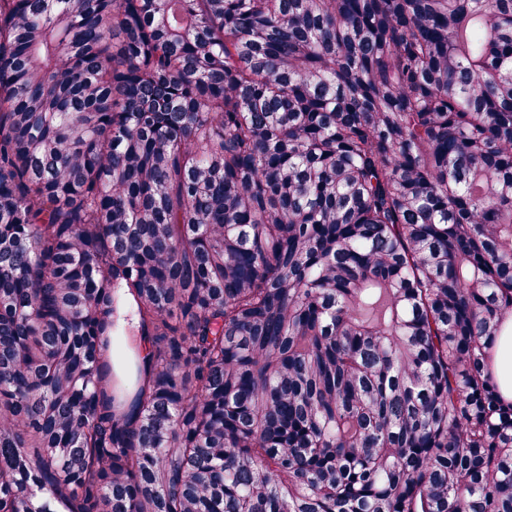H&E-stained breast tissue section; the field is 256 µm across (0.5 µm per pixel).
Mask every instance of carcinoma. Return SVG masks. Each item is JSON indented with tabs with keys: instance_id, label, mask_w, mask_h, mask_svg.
Segmentation results:
<instances>
[{
	"instance_id": "1",
	"label": "carcinoma",
	"mask_w": 512,
	"mask_h": 512,
	"mask_svg": "<svg viewBox=\"0 0 512 512\" xmlns=\"http://www.w3.org/2000/svg\"><path fill=\"white\" fill-rule=\"evenodd\" d=\"M511 338L512 0H0V512H512Z\"/></svg>"
}]
</instances>
